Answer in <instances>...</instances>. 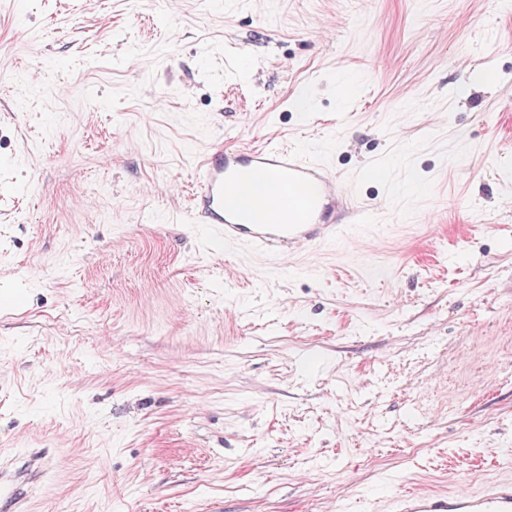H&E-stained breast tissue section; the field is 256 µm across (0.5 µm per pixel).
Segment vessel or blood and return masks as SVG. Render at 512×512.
I'll list each match as a JSON object with an SVG mask.
<instances>
[{"label": "vessel or blood", "mask_w": 512, "mask_h": 512, "mask_svg": "<svg viewBox=\"0 0 512 512\" xmlns=\"http://www.w3.org/2000/svg\"><path fill=\"white\" fill-rule=\"evenodd\" d=\"M256 175L273 180L278 196L255 210L230 205V197ZM344 197L320 159L281 146H218L198 164L191 209L199 223L211 225L215 242L241 244L285 263L305 248L347 233V225L329 218ZM392 512H512V482L493 480L476 493L408 491L393 499Z\"/></svg>", "instance_id": "b4317fda"}]
</instances>
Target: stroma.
Masks as SVG:
<instances>
[{"label": "stroma", "mask_w": 512, "mask_h": 512, "mask_svg": "<svg viewBox=\"0 0 512 512\" xmlns=\"http://www.w3.org/2000/svg\"><path fill=\"white\" fill-rule=\"evenodd\" d=\"M276 142L379 220L285 266L212 244L197 159ZM494 478L512 0H0V512H386Z\"/></svg>", "instance_id": "stroma-1"}]
</instances>
